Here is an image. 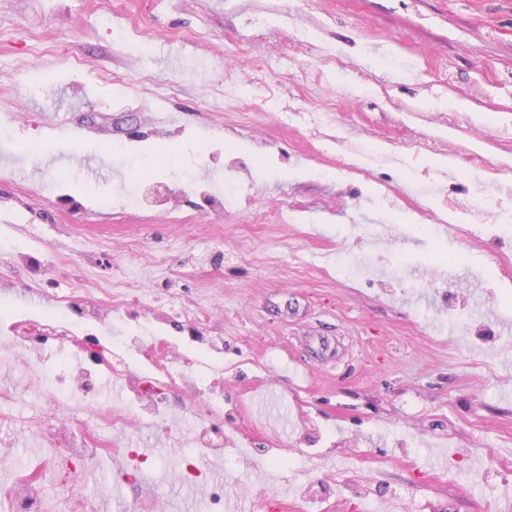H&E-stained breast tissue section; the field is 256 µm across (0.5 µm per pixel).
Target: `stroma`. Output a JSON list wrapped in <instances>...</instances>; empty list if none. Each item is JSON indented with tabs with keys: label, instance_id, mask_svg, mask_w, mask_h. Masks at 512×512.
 I'll return each mask as SVG.
<instances>
[{
	"label": "stroma",
	"instance_id": "obj_1",
	"mask_svg": "<svg viewBox=\"0 0 512 512\" xmlns=\"http://www.w3.org/2000/svg\"><path fill=\"white\" fill-rule=\"evenodd\" d=\"M32 31L66 56L28 57ZM194 171L223 209L175 191ZM128 284L140 304L74 330L220 375L208 490L178 478L201 424L178 390L177 430L122 433L156 458L141 483L112 454L75 478L14 363L0 488L38 471L44 512H363L367 479L378 512L511 502L512 0H0V337Z\"/></svg>",
	"mask_w": 512,
	"mask_h": 512
}]
</instances>
